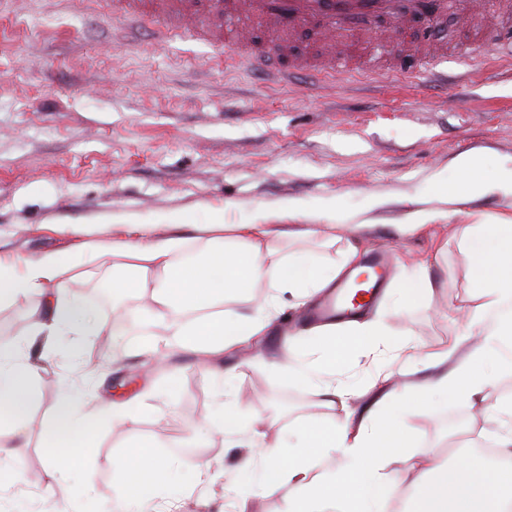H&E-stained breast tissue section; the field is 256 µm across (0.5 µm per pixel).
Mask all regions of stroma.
Returning <instances> with one entry per match:
<instances>
[{"instance_id": "obj_1", "label": "stroma", "mask_w": 512, "mask_h": 512, "mask_svg": "<svg viewBox=\"0 0 512 512\" xmlns=\"http://www.w3.org/2000/svg\"><path fill=\"white\" fill-rule=\"evenodd\" d=\"M111 0H0V263L64 254L76 265L68 289L80 298L103 288L111 267L93 262L94 248L137 237L142 224L156 235L187 238L205 252L216 241L197 238L188 226H157L158 217L192 213L203 222L225 208L230 224L255 211L302 207L298 221L336 204V223L364 225V254L383 252L388 284L403 271L429 266L430 303L398 308L384 303L376 318L398 332L395 361L401 388L408 344L447 349L478 303L468 262L456 242L437 250L443 229L429 227L398 239L395 225L415 210L443 209L435 183L455 181V160L478 153L488 166H512V58L484 50L483 17L449 12L432 37L452 57L444 85L398 86L383 71L415 65L424 47L408 26L382 47L376 33H357L328 45L304 28L293 36L310 56L342 50L365 70L323 84L302 76L275 80L262 68L217 64L192 41L158 46L148 29L113 21ZM454 224L512 214V196L490 193L457 203ZM52 293L0 303V346H24L40 318L34 304L50 307ZM149 294L127 303L132 317L113 335L105 312L103 331L78 339L70 362L52 343L31 350L36 372L26 421L0 431V512H106L123 503L119 462L128 446L146 444L176 460L184 478L176 493L133 503L134 512H288L291 487L257 492L240 503L232 491L238 464L260 456L212 430L222 372L238 367L235 393L245 426L263 422L266 441L281 460L292 454L294 430L333 411L317 388L287 383L273 364L284 341L304 336V308L274 320L260 346L223 352L176 345L182 316L167 312L152 326L156 347L142 348L139 332ZM81 390L95 419L85 435L47 438L43 423L59 400ZM512 397V373L503 372L479 404L456 400L442 413L416 411L406 424L418 443L442 457L479 446L495 426L483 411ZM124 417L116 420L113 409ZM189 452L176 455L173 441ZM72 463L65 480L47 471L48 458Z\"/></svg>"}]
</instances>
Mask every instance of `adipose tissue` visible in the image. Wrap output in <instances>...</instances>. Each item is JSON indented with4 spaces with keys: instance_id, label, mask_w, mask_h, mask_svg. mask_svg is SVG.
I'll use <instances>...</instances> for the list:
<instances>
[{
    "instance_id": "adipose-tissue-1",
    "label": "adipose tissue",
    "mask_w": 512,
    "mask_h": 512,
    "mask_svg": "<svg viewBox=\"0 0 512 512\" xmlns=\"http://www.w3.org/2000/svg\"><path fill=\"white\" fill-rule=\"evenodd\" d=\"M456 169L454 186L441 191L445 201L478 197L492 189L512 195V168L490 169L479 155L467 154L457 159ZM300 213L295 206L277 213L258 210L248 223L228 224L223 209L211 210L197 230L222 234L224 244L194 260L183 259L187 243L179 237L112 240L96 257L112 267L113 322H121L122 307L131 296L150 288L156 305L145 310V319H153L160 307L190 313L181 330L182 348L220 352L263 335L281 310L282 293L306 304L333 287L361 256L362 225L301 224ZM339 236L346 242L339 262L311 250L282 256L270 246L275 239ZM453 237L469 259L472 285L481 298L469 311L465 337L444 352L425 355V376L407 382L401 391H388L359 421L346 416L301 424L293 458L280 460L272 449L262 465L245 458L234 487L237 498L250 497L257 488L273 494L288 483L297 491L289 512H381L387 470L393 466L409 488L406 512H512V399L489 412L497 426L491 437L501 456L496 464L473 453L443 460L430 449L415 447L405 425L412 411H436L452 399L477 404L512 363V217L455 225ZM73 275L72 262L62 255L28 262L19 273L0 264V300L54 289L56 306L46 334L97 333L101 326L92 306L66 289ZM240 292L257 300L256 315L240 318L228 308L208 316V309ZM311 334L313 348L307 357H300L298 345L291 343L277 367L289 382L318 388L330 406L346 405L351 396L348 387L337 383L336 372L352 353L361 350L378 361L396 348L379 322L368 317L318 326ZM33 375L23 348H0V426L17 422L25 413ZM88 425L82 395L74 391L45 433L51 438L76 436ZM328 451L336 454L333 473L320 482H307L314 460ZM120 466L125 498L131 502L156 497L176 474L173 462L157 458L145 445L128 448Z\"/></svg>"
}]
</instances>
